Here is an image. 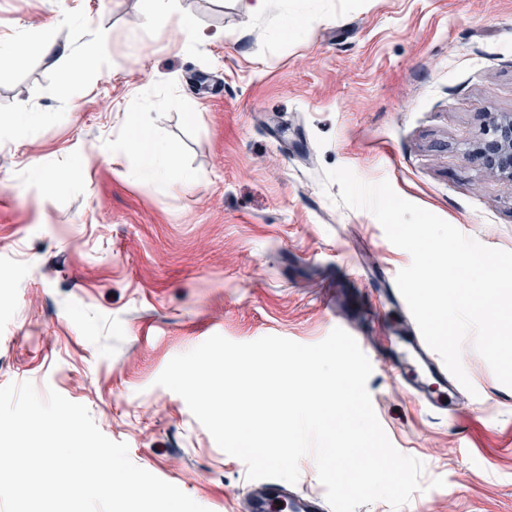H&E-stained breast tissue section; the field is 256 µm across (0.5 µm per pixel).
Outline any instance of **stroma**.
<instances>
[{
  "label": "stroma",
  "mask_w": 512,
  "mask_h": 512,
  "mask_svg": "<svg viewBox=\"0 0 512 512\" xmlns=\"http://www.w3.org/2000/svg\"><path fill=\"white\" fill-rule=\"evenodd\" d=\"M152 10L175 18L147 26ZM181 16L203 38L179 35ZM103 33L98 70H82ZM39 36L70 56L15 65L10 43ZM62 70L77 73L63 99L47 92ZM1 113L0 386L84 404L208 512H238L247 469L157 386L169 361L215 334L382 336L403 314L380 291L409 253L370 212L335 205L325 169L388 180L512 250V180L474 156L492 116L512 114V0H269L259 15L245 0H0ZM137 123L193 187L146 180L125 143ZM35 161L66 188L46 194ZM462 357L483 404L452 419L381 368L368 379L389 440L425 465L401 512H512V389L472 343Z\"/></svg>",
  "instance_id": "1"
}]
</instances>
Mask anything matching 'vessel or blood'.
Returning a JSON list of instances; mask_svg holds the SVG:
<instances>
[{"instance_id":"vessel-or-blood-1","label":"vessel or blood","mask_w":512,"mask_h":512,"mask_svg":"<svg viewBox=\"0 0 512 512\" xmlns=\"http://www.w3.org/2000/svg\"><path fill=\"white\" fill-rule=\"evenodd\" d=\"M358 344L372 363L401 377L405 391L419 407L445 410L454 416L479 403L448 372L440 356L426 345L413 317L401 322L393 339L362 338ZM282 502L287 503L288 512H328L329 509L324 498L297 493L276 480L251 482L238 493L242 512H278Z\"/></svg>"}]
</instances>
